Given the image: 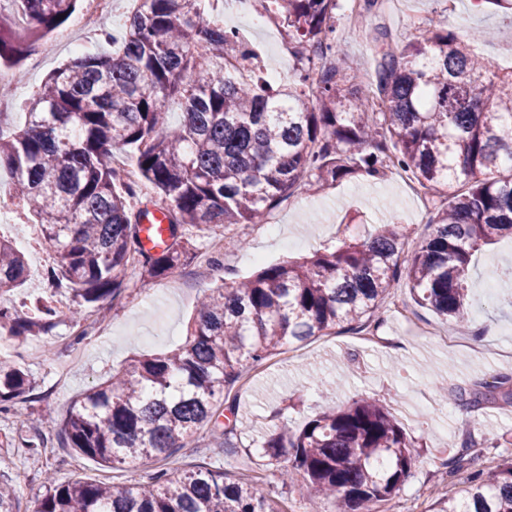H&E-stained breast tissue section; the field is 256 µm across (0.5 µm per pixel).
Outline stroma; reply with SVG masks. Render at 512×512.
Listing matches in <instances>:
<instances>
[{
  "instance_id": "35a3bbf8",
  "label": "stroma",
  "mask_w": 512,
  "mask_h": 512,
  "mask_svg": "<svg viewBox=\"0 0 512 512\" xmlns=\"http://www.w3.org/2000/svg\"><path fill=\"white\" fill-rule=\"evenodd\" d=\"M207 10L218 22L236 30L261 56L264 70L277 67L288 49L270 0H208ZM349 0H338L335 11L339 37L336 54L356 71H373V38L386 33L402 46L417 39L430 21L467 37L483 34L479 54L495 69L512 67V25L489 0H379L363 28L347 22ZM67 40L48 36L36 43L32 55L38 66L23 62L5 68L12 78L10 109L1 125L24 124V102L61 64L79 53L106 49L97 33L68 22ZM431 207L412 190L400 171L380 178H352L320 194L297 191L268 216L271 231L255 232L253 225L232 229V242L215 248L211 234L193 233L184 265L171 274L147 279L128 270L127 287L116 299H104L89 308L83 324L89 333L75 341L74 323L62 320L34 338H17L0 331V358L22 366L31 375L32 388L19 406L33 419L23 426L13 414H0V482L9 481L18 492L19 512H35L47 473L62 482L76 478L107 483L146 482V467L108 468L78 456L63 445L60 425L72 400L105 381L112 370L142 355L165 353L186 340L196 316L199 298L209 289L250 277L261 268L312 256L338 244L348 235H365L375 225L400 222L412 230L403 247L410 258L428 234ZM0 218L10 224L4 237L23 253L38 251L42 266L53 254L36 244L32 217L23 214L8 173L0 172ZM512 262V238H500L472 259L469 301L475 324L490 323L492 335L474 343L471 332L418 305L408 285L396 288L391 302L376 314L378 342L367 341L362 329L346 328L304 343L284 347L259 364L244 365L230 395L236 400L237 434L232 449L212 455L218 433L202 429L195 441L180 449L171 467L205 465L236 479L259 476L270 485L280 512H336V500H313L302 472L281 480L279 467L269 465L262 446L273 424L300 430L307 421L331 407H343L360 398H373L395 416L414 445L415 462L409 477L387 505V512H428L434 491L459 496L467 478L512 457V409L505 393H512V288L501 285L496 269ZM484 393L480 404H470L472 393ZM43 433L44 452L32 455L24 444ZM475 444L464 469L449 474V462L460 453V442Z\"/></svg>"
}]
</instances>
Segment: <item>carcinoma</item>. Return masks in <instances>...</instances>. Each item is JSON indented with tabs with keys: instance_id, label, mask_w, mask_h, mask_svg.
Here are the masks:
<instances>
[{
	"instance_id": "1",
	"label": "carcinoma",
	"mask_w": 512,
	"mask_h": 512,
	"mask_svg": "<svg viewBox=\"0 0 512 512\" xmlns=\"http://www.w3.org/2000/svg\"><path fill=\"white\" fill-rule=\"evenodd\" d=\"M12 2L27 39L0 13L1 66L24 60L77 0ZM136 2L117 51L62 64L30 98L22 127L0 124V170L54 254L47 280L72 294L63 308L37 300L34 317L1 303L0 328L27 338L62 316L77 323L83 308L122 293L128 268L159 278L182 265L190 230L260 224L300 187L377 178L390 164L431 197V232L406 267L409 233L393 222L205 295L183 345L90 388L61 426L70 448L101 465L157 463L148 482L50 483L36 512H280L257 479L229 482L222 471L168 461L206 426L230 444L236 423L220 417L242 362L367 326L403 275L420 306L469 325L472 256L512 237V69L489 68L471 48L479 37L463 42L431 24L420 40L377 52L373 96H364L333 59L337 0H270L296 59L289 82L275 87L203 0ZM173 98L184 107L175 127ZM119 149L170 214L171 244L158 254L139 249L149 202L134 205L137 183L112 167ZM25 271L22 253L0 238V287L21 285ZM30 386L27 371L1 360L0 412L23 417L16 404ZM263 445L270 461L303 473L310 493L339 497L349 512H381L413 465L410 439L370 399L326 410L297 433L278 427ZM430 512H512V461L470 476L463 495L441 496Z\"/></svg>"
}]
</instances>
